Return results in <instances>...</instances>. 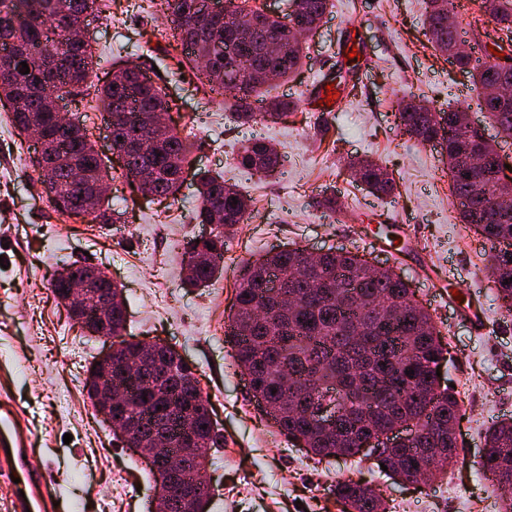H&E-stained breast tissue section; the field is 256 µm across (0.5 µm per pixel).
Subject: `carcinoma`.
<instances>
[{"mask_svg":"<svg viewBox=\"0 0 512 512\" xmlns=\"http://www.w3.org/2000/svg\"><path fill=\"white\" fill-rule=\"evenodd\" d=\"M166 14L177 45L178 69L188 68L212 94L224 87V60L213 58L210 48L217 44L239 49L234 64L242 71L243 84L232 95L230 107L237 122L248 124L258 117L279 120L297 109L286 98L265 99L263 112L254 107V97L274 81L286 82L301 69L303 41L295 25L316 31L329 9V0H300L296 22L281 21L256 14L244 24L233 17L214 18L201 13L198 0H147ZM446 0H426L424 28L435 50L447 54L457 42L459 31L448 27ZM495 24L512 33V0H486ZM105 0H0V100L10 106V123L20 131L33 125L52 146L44 158L55 177L57 198L46 197L53 212L68 218H91L94 224H115L124 215L112 209L109 199L96 194L105 172L98 161L93 142L77 126L60 125L56 112L46 99L75 97L94 90L96 108L108 115L107 136L112 150L121 152L137 138L135 128L141 118L168 113L176 106L163 89L147 78L144 63L115 64L120 82L94 81V55L91 45L76 38L75 30L85 17L102 11ZM33 56L49 60L46 70L22 63ZM478 63L471 56H456L454 63L472 75L473 90L484 111L509 137H512V104L491 105L489 89L499 77L494 55ZM403 131L422 145L439 141L452 173L463 160L470 161L466 174L452 195L460 206V221L484 242H512V209L502 212L496 203V181L480 159L496 147L473 131L457 126L462 107L438 114L422 110L419 103L397 96L391 103ZM187 139L174 127L163 128L150 155L130 154L123 172L131 200L153 195L150 202H163L179 193L185 167L190 164ZM238 165L248 171L271 177L281 160L266 141L254 139L237 154ZM151 169L152 178L142 185L131 179L133 170ZM354 181L383 195L394 191V180L380 164L369 159L350 162ZM198 204L190 222L209 224L221 216L219 227L208 241L190 239L185 250L188 269L183 284L206 287L224 269V237L244 223L251 200L237 186L224 181L220 173H198ZM238 203H233V200ZM209 259L195 263V255ZM485 270L492 279L495 299L504 316H512V257L487 254ZM288 281V292L295 296L284 304L269 290V276ZM234 340V361L241 371L254 377L253 390L280 410L274 424L291 439L303 437L313 457H354L356 442L371 430L388 429L398 422H411L415 435L407 441L379 449L376 462L387 466V474L413 478L429 458L440 454L447 463L457 456V437L451 426L458 419L457 391L441 387L436 370L450 354L440 331L425 306L414 300V292L387 274L376 278L367 274L363 257L352 251L329 250L318 262L302 265L301 249L285 247L267 254L261 264L247 265L235 288L229 315ZM127 309L115 303L112 322L104 323L102 336H120L125 330ZM154 379L132 378L115 367L112 382L131 391L128 413L119 424L132 422L146 436L168 435L170 447H180V436L172 422L186 414L196 416L195 436L201 448H220L223 439L215 430L202 428L208 423L211 407L204 397L195 373L177 359L176 351L165 342L153 341ZM342 406L341 422L330 427L323 423L324 406ZM487 448L481 462L502 502V512H512V487L503 492L498 479L512 482V419H502L484 435ZM192 477L183 472L170 485L166 497L169 512H208L209 497L200 493L185 500L180 485ZM336 499L343 512H386V503L369 482L344 480L336 484Z\"/></svg>","mask_w":512,"mask_h":512,"instance_id":"carcinoma-1","label":"carcinoma"}]
</instances>
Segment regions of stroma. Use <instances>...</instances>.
Wrapping results in <instances>:
<instances>
[{"mask_svg":"<svg viewBox=\"0 0 512 512\" xmlns=\"http://www.w3.org/2000/svg\"><path fill=\"white\" fill-rule=\"evenodd\" d=\"M331 2L305 47L302 71L272 93L300 101L303 87L339 63L350 79L337 110L313 112L301 105L278 122L243 126L220 97L173 74L167 20L132 10L128 0H112L110 18L91 16L87 36L100 79L120 59L157 66L158 84L178 105L170 122L192 146V167L176 198L143 205L111 228L57 219L40 199L32 144L17 135L0 106V449H30L33 463L47 473L58 512H147L148 504L146 464L115 441L84 388L90 363L112 340L83 336L49 285L63 262L86 256L125 289L126 337L176 346L210 400L224 445L210 452L209 512H340L334 493L340 479L372 482L394 512H499L478 456L484 429L512 416V318L497 308L485 276L486 253L473 247L477 235L457 218L440 147L404 136L390 101L406 94L436 112L464 105L501 154L511 157L512 138L500 137L491 125L470 76L428 42L423 0ZM349 40L358 47L352 60L338 54ZM326 122L331 131L323 138L319 129ZM254 139L279 151L278 178L238 167L239 149ZM362 158L392 173V195L377 197L351 182L347 165ZM198 168L223 173L252 199L247 222L226 240L223 273L203 289L181 282L184 244L203 233L202 225L189 221ZM325 190L335 191V210L315 206ZM288 245L357 252L396 268L410 282L451 345L441 381L454 385L462 402L458 457L447 478L407 485L367 459L315 461L279 433L252 397L232 358L229 307L244 267ZM452 278L461 292L485 304V336L473 335L449 308ZM68 433L73 439L67 443ZM89 460L96 479L79 499L72 479Z\"/></svg>","mask_w":512,"mask_h":512,"instance_id":"35a3bbf8","label":"stroma"}]
</instances>
